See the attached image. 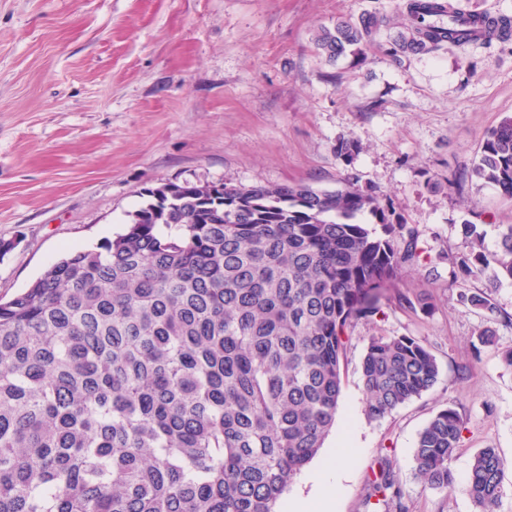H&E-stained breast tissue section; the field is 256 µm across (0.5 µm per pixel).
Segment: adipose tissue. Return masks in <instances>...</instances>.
<instances>
[{
	"label": "adipose tissue",
	"instance_id": "ef3b65f1",
	"mask_svg": "<svg viewBox=\"0 0 512 512\" xmlns=\"http://www.w3.org/2000/svg\"><path fill=\"white\" fill-rule=\"evenodd\" d=\"M347 449H333L306 477L309 493L289 496L286 512H335L334 490L347 474Z\"/></svg>",
	"mask_w": 512,
	"mask_h": 512
}]
</instances>
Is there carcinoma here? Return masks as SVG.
<instances>
[{
    "instance_id": "1",
    "label": "carcinoma",
    "mask_w": 512,
    "mask_h": 512,
    "mask_svg": "<svg viewBox=\"0 0 512 512\" xmlns=\"http://www.w3.org/2000/svg\"><path fill=\"white\" fill-rule=\"evenodd\" d=\"M397 52L488 44L485 13L408 0ZM376 14L314 31L335 63L363 53ZM358 142L341 139L346 162ZM472 176L512 199V116L488 134ZM124 230L68 252L0 301V512H275L336 427L346 329L396 300L401 269L419 257L414 231L354 184L163 183ZM368 212L383 235L354 222ZM458 273L495 267L512 280V224L488 252L477 225ZM365 413L381 419L438 381L434 355L413 336H373L361 365ZM463 421L438 410L414 456L427 485L454 486ZM504 459H473L466 493L495 512ZM366 501L408 512L378 462Z\"/></svg>"
}]
</instances>
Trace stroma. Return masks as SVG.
<instances>
[{"mask_svg":"<svg viewBox=\"0 0 512 512\" xmlns=\"http://www.w3.org/2000/svg\"><path fill=\"white\" fill-rule=\"evenodd\" d=\"M405 0H0V297L26 288L65 252L123 231L146 188L166 182L353 183L393 205L418 238L391 304L356 322L343 361L336 428L347 478L336 512H366L371 469L388 459L408 512H479L464 485L475 454L506 467L495 512H512V281L486 268L455 277L477 224L487 250L512 224V199L471 174L490 130L512 116V41L428 54L386 53L409 23ZM383 15L364 58L336 64L312 43L336 18ZM361 150L337 159L339 139ZM486 291L496 314L464 304ZM494 345L481 344L485 328ZM412 336L437 383L380 420L365 415L359 366L370 337ZM464 421L436 489L417 475L418 435L440 409Z\"/></svg>","mask_w":512,"mask_h":512,"instance_id":"35a3bbf8","label":"stroma"}]
</instances>
